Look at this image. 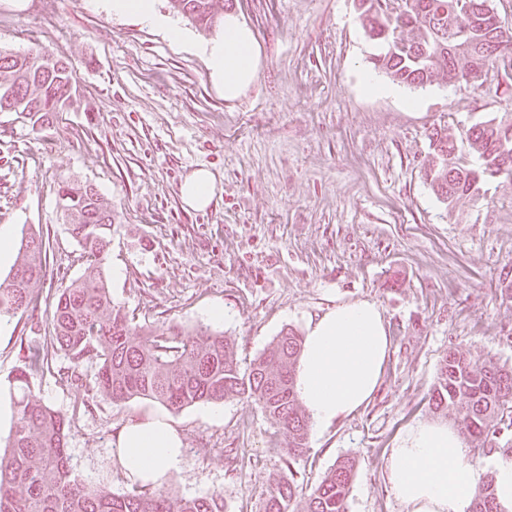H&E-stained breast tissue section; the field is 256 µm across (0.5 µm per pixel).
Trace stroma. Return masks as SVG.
<instances>
[{"label": "stroma", "mask_w": 512, "mask_h": 512, "mask_svg": "<svg viewBox=\"0 0 512 512\" xmlns=\"http://www.w3.org/2000/svg\"><path fill=\"white\" fill-rule=\"evenodd\" d=\"M162 28L93 8L88 0H30L26 11L0 0V50L42 48L74 71L72 103L34 126L0 112V226L23 225L48 241L42 298L32 316L0 321V404L24 363L23 340L47 335L54 292L80 275V251L64 225L62 178L93 185L112 207L107 275L112 301L140 325L169 322L233 336L241 371L285 328L357 299L382 309L391 354L382 383L360 412L310 435L294 469L303 488L336 460L356 469L347 512H405L388 494L385 466L395 440L415 422L439 420L429 399L450 351L512 365V174L486 181L476 199L445 210L424 179L429 134L512 113L495 74L392 96L367 93L378 51L354 0H228L226 13L251 31L253 82L225 99L210 76L199 31L156 0ZM205 167L219 190L203 211L187 208L180 186ZM223 307V321L211 322ZM62 351L33 378L35 400L70 422L77 472L131 487L112 442L133 418L163 413L141 398L87 401L61 380ZM187 452L167 487L185 497H224V512H259L283 460L275 422L253 399L198 403L169 414ZM207 442L211 453L192 452ZM238 448L241 465L225 451Z\"/></svg>", "instance_id": "stroma-1"}]
</instances>
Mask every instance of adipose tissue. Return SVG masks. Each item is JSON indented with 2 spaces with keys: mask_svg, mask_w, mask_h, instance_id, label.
<instances>
[{
  "mask_svg": "<svg viewBox=\"0 0 512 512\" xmlns=\"http://www.w3.org/2000/svg\"><path fill=\"white\" fill-rule=\"evenodd\" d=\"M205 52L210 75L225 98H237L254 80V39L234 16H225L222 38ZM389 350L386 321L376 302L343 303L308 321L295 390L314 427L331 425L370 401ZM114 446L125 475L143 484L160 483L180 468L185 455L179 430L162 417L129 422ZM385 477L406 512H469L480 472L458 429L419 421L390 449Z\"/></svg>",
  "mask_w": 512,
  "mask_h": 512,
  "instance_id": "ef3b65f1",
  "label": "adipose tissue"
}]
</instances>
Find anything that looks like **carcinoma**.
<instances>
[{"instance_id": "obj_1", "label": "carcinoma", "mask_w": 512, "mask_h": 512, "mask_svg": "<svg viewBox=\"0 0 512 512\" xmlns=\"http://www.w3.org/2000/svg\"><path fill=\"white\" fill-rule=\"evenodd\" d=\"M226 0H169L172 10L196 28L224 29ZM360 24L379 52L374 67L393 81L423 87L452 76L479 81L484 63L497 62L512 80V38L500 39L485 17L486 0H468L470 13L457 11V0H412L402 17H390L386 0H357ZM74 75L69 65L42 49L23 56L0 53V112L22 104L21 117L32 125L49 121L71 100ZM479 167L457 162L458 140L446 128L429 134L430 158L425 179L439 202L479 196L485 172L512 168V119H491L465 133ZM66 230L86 261L80 277L55 294L50 320L51 342L27 341L24 365L12 377L16 420L0 454V512H224L219 493L186 498L134 483L113 494L75 472L68 449L69 423L31 396L33 374L49 366V346L72 364L68 379L82 381L78 368L97 366L94 387L113 401L143 398L172 412L200 402H222L246 395L254 399L288 433L282 442L284 468L269 481L261 512H347L355 460L345 457L307 494L299 491L292 461L307 450L309 424L294 390V371L302 336L280 331L274 342L241 372L235 339L221 331L199 328L185 334L172 325L145 328L133 324L112 303L106 263L112 242V208L86 184L64 179L59 185ZM43 237L21 229L18 258L0 280V319L36 308L34 286L45 277ZM430 405L454 417L466 437L493 448L500 432L512 427V366L473 361L459 352L446 355L439 367ZM472 512H503L492 476L480 486Z\"/></svg>"}]
</instances>
